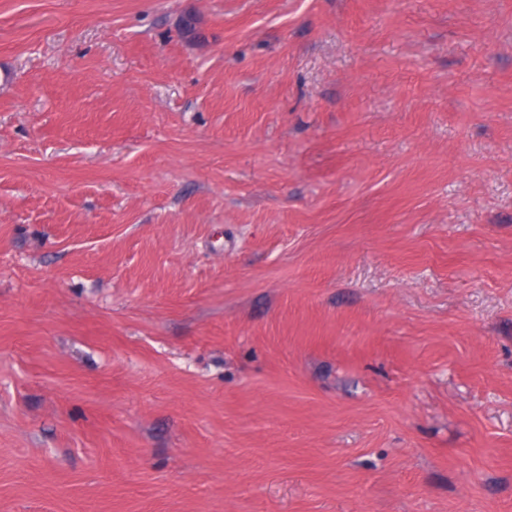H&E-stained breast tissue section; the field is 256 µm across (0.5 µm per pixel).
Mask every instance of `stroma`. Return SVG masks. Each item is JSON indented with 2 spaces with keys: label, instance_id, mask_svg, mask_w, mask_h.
<instances>
[{
  "label": "stroma",
  "instance_id": "obj_1",
  "mask_svg": "<svg viewBox=\"0 0 512 512\" xmlns=\"http://www.w3.org/2000/svg\"><path fill=\"white\" fill-rule=\"evenodd\" d=\"M0 512H512V0H0Z\"/></svg>",
  "mask_w": 512,
  "mask_h": 512
}]
</instances>
